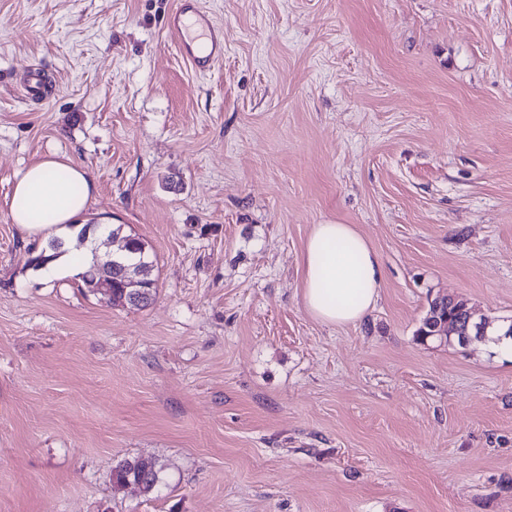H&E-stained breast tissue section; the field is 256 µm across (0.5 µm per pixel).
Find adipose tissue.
<instances>
[{"label":"adipose tissue","instance_id":"1","mask_svg":"<svg viewBox=\"0 0 512 512\" xmlns=\"http://www.w3.org/2000/svg\"><path fill=\"white\" fill-rule=\"evenodd\" d=\"M92 185L71 161L48 157L29 165L10 200L14 224L28 237L69 238L88 210ZM383 272L370 242L356 225H314L302 252L301 298L306 311L327 325H354L375 305Z\"/></svg>","mask_w":512,"mask_h":512}]
</instances>
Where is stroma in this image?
I'll return each instance as SVG.
<instances>
[{"label":"stroma","mask_w":512,"mask_h":512,"mask_svg":"<svg viewBox=\"0 0 512 512\" xmlns=\"http://www.w3.org/2000/svg\"><path fill=\"white\" fill-rule=\"evenodd\" d=\"M176 2L0 0V512H512V358L415 337L512 317V0H200L205 74ZM52 155L156 255L147 307L31 264ZM327 222L382 265L356 325L302 304ZM134 456L157 495L113 491ZM198 0H179V5L166 22L168 31L175 37L180 55L200 74L208 72L215 61L224 58V28L198 8ZM186 18H192L197 26L196 37L205 40L203 48L188 36ZM430 316V318H428ZM466 311L463 310V299H457L448 296V298H436L434 299L430 305L429 309L422 319L420 326L416 330L415 336L416 339L421 342H431L435 341L431 336H439L440 343H446L448 337V322H438L437 324L432 325L431 332L429 328V321L431 319L437 320H447L452 323H461L466 319V322L459 326H452L455 334V340L462 346L465 347L469 345L473 340L476 339H486L488 336L489 328L492 326L491 321L486 318L479 317L476 318L477 313L473 310H470L466 315ZM431 333V336H429ZM161 467L154 459L134 457L119 462L112 470V487L123 490L130 483L138 484L145 495H154L159 491L162 479Z\"/></svg>","instance_id":"1"}]
</instances>
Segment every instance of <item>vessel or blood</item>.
<instances>
[{
  "label": "vessel or blood",
  "mask_w": 512,
  "mask_h": 512,
  "mask_svg": "<svg viewBox=\"0 0 512 512\" xmlns=\"http://www.w3.org/2000/svg\"><path fill=\"white\" fill-rule=\"evenodd\" d=\"M180 55L200 74L224 56V29L198 7V0H179L166 22Z\"/></svg>",
  "instance_id": "b4317fda"
}]
</instances>
